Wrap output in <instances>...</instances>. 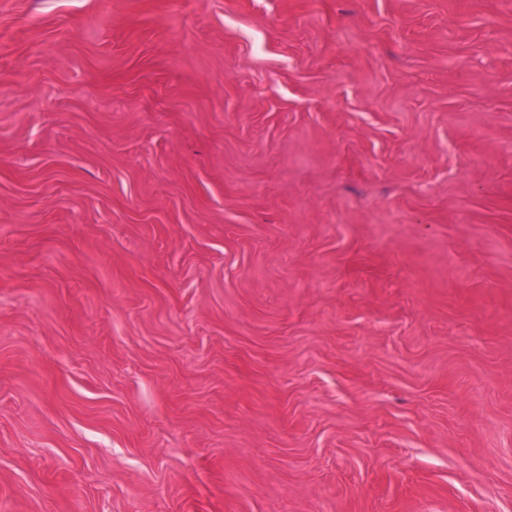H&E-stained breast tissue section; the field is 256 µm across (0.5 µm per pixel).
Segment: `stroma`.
Listing matches in <instances>:
<instances>
[{
  "label": "stroma",
  "mask_w": 512,
  "mask_h": 512,
  "mask_svg": "<svg viewBox=\"0 0 512 512\" xmlns=\"http://www.w3.org/2000/svg\"><path fill=\"white\" fill-rule=\"evenodd\" d=\"M0 512H512V0H0Z\"/></svg>",
  "instance_id": "stroma-1"
}]
</instances>
